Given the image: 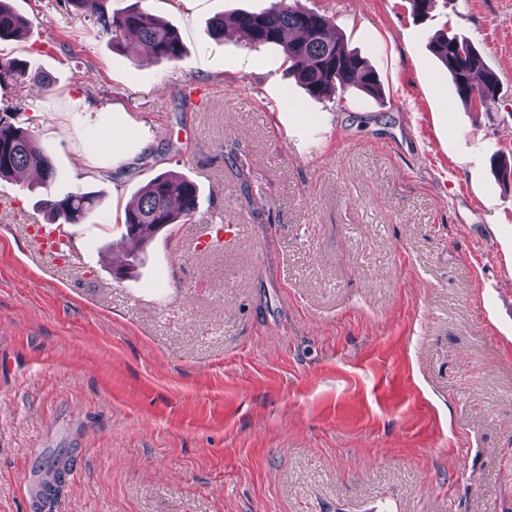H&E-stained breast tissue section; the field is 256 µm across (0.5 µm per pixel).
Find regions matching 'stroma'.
<instances>
[{
  "label": "stroma",
  "mask_w": 512,
  "mask_h": 512,
  "mask_svg": "<svg viewBox=\"0 0 512 512\" xmlns=\"http://www.w3.org/2000/svg\"><path fill=\"white\" fill-rule=\"evenodd\" d=\"M300 2L380 96H312L279 46L212 35L269 0H106L178 31L183 58L148 64L66 0H11L29 27L0 57L34 78L0 109L54 195L98 205L54 228L0 179V512H31L54 448L55 512H512V0ZM443 33L495 71L489 110L458 97ZM165 172L197 212L117 277L124 211ZM53 229L68 261L40 252ZM62 450L51 453L47 456L44 462H42L37 470L34 471V479L32 483V495L35 493V489L40 485V487H45L55 483L56 481V470L54 463L57 460V457L62 453Z\"/></svg>",
  "instance_id": "obj_1"
}]
</instances>
